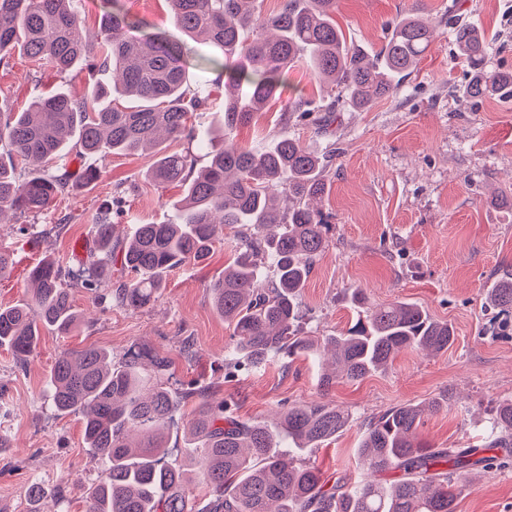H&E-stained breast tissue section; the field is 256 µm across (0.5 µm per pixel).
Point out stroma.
<instances>
[{"label": "stroma", "mask_w": 512, "mask_h": 512, "mask_svg": "<svg viewBox=\"0 0 512 512\" xmlns=\"http://www.w3.org/2000/svg\"><path fill=\"white\" fill-rule=\"evenodd\" d=\"M414 0H339L335 20L347 38L368 53L382 47L386 24L410 13ZM425 20L439 35L396 95L362 112L341 111L331 135L319 136L311 121L283 120L285 102L303 95L319 100L329 91L303 67L284 78L280 102L237 131L241 144L258 148L288 131L319 151H335L328 174L325 212L333 226L317 257L301 300V329L309 336L346 332L357 319L351 289H362L368 306L403 301L422 306L455 330L448 351L398 355L383 373L356 383L320 387L321 370L309 359L284 368L272 358L261 368H232L224 360L232 328L214 310L208 285L220 278L235 250L233 229L204 263L173 271L161 297L148 308L127 310L113 300L95 305L81 287L73 304L85 311L67 336L43 331L25 363L0 348V512H29L27 486L39 477L51 512H85L83 491L103 465L88 454L80 415L54 411L46 377L63 353L106 349L121 362L136 346L166 358L172 390L189 383L226 400L244 421L276 423L294 404L327 400L351 412V425L336 440L309 451L307 461L326 476L360 480L367 471L356 455L365 419L406 403L453 394L454 405L426 414L424 441L449 448L481 440L493 408L512 398V330L495 334V311L486 293L512 269V100L472 102L463 93L471 70L457 53L447 25L449 10L487 32V65L512 70V0H425ZM87 74L57 75L23 55L0 65V109L25 108L36 90L62 86L87 91ZM149 161L138 154L107 156L101 175L58 197L50 212L34 217V232L0 224V249L14 265L0 277V305L28 300L27 274L45 256L69 257L94 244L91 224L103 207L114 213V234L131 225L163 224L174 215L178 187L145 180ZM457 512H512V469L473 475Z\"/></svg>", "instance_id": "1"}]
</instances>
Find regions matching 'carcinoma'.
Instances as JSON below:
<instances>
[{
    "mask_svg": "<svg viewBox=\"0 0 512 512\" xmlns=\"http://www.w3.org/2000/svg\"><path fill=\"white\" fill-rule=\"evenodd\" d=\"M100 38L82 36L83 18L74 0H0V65L14 51L34 65L59 73L107 71L112 80L94 82L75 97L60 87L33 97L20 112L0 110V214H42L75 183L100 176L106 156L150 149L145 178L158 187L179 184L168 224H140L121 248L112 247L110 211L92 225L98 250L70 265L44 258L30 271L32 294L23 304L0 306V347L20 363L37 349L41 330L61 336L81 324L72 301L77 285L94 294L106 283L109 264L120 265L124 281L113 296L117 306L138 310L154 304L175 269L207 259L224 228L238 229L237 256L210 285L216 311L233 328L228 364L251 366L270 357L322 358L321 386L338 379L360 381L383 372L401 352L429 354L448 349L453 327L421 306L395 302L367 308L342 336L321 342L299 330L298 296L312 265L327 245L330 225L321 203L333 155L320 154L282 133L255 150L235 132L254 113L281 96L282 77L299 65L317 81L338 89L336 98L315 102L302 95L285 114L328 131L336 113L364 111L391 96L414 71L438 37L416 13L387 26L385 43L371 55L348 41L333 20L337 0H281L262 13L257 0H169L173 25L182 36L148 32L133 20L122 0H106ZM455 45L472 70L465 95L512 99V71L486 68L488 42L481 32L451 15ZM202 38L222 57L190 58L184 40ZM209 63L224 72V121L208 138V161L196 168L190 153L158 148L163 140L195 138L188 113L210 97L207 86L190 89L191 67ZM120 94L138 105H112ZM76 149L77 170L69 168ZM270 258L275 279L265 283L260 261ZM502 315L498 327L512 328V270L487 291ZM135 355L116 365L108 352L88 347L60 356L46 381L59 414H82L83 439L104 471L85 491V512H194L184 470L169 460L168 436L181 400L202 398L187 422L189 445L210 500L201 512H457L460 482L475 472L512 467V400L498 403L486 437L462 448H432L419 437L425 410L451 405L442 395L427 405L406 404L370 419L357 455L368 475L354 484L329 483L304 453L336 439L350 414L329 402L292 405L274 426L224 414L225 403L206 399L204 390L177 393L158 383L167 360ZM395 472L380 482L376 476ZM48 492L31 480L28 500L37 508Z\"/></svg>",
    "mask_w": 512,
    "mask_h": 512,
    "instance_id": "obj_1",
    "label": "carcinoma"
}]
</instances>
